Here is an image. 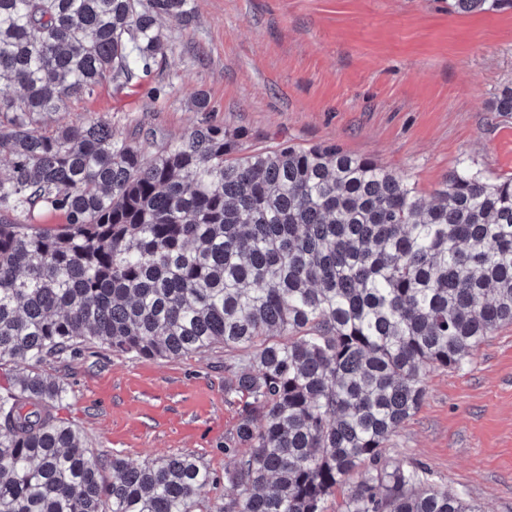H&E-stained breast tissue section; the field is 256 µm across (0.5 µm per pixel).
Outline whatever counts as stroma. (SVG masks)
<instances>
[{"label":"stroma","instance_id":"1","mask_svg":"<svg viewBox=\"0 0 512 512\" xmlns=\"http://www.w3.org/2000/svg\"><path fill=\"white\" fill-rule=\"evenodd\" d=\"M165 23L169 49L136 83L75 97L47 127L98 117L115 133L174 140L209 121L246 149L334 144L404 176L424 198L468 166L512 175V7L457 13L448 0H191ZM210 109L196 111L195 93ZM68 391L61 415L90 448L133 464L190 453L223 474L238 408L224 352L116 357L100 346L44 364ZM387 455L424 467L482 512H512V326L465 370L426 376L418 412Z\"/></svg>","mask_w":512,"mask_h":512}]
</instances>
